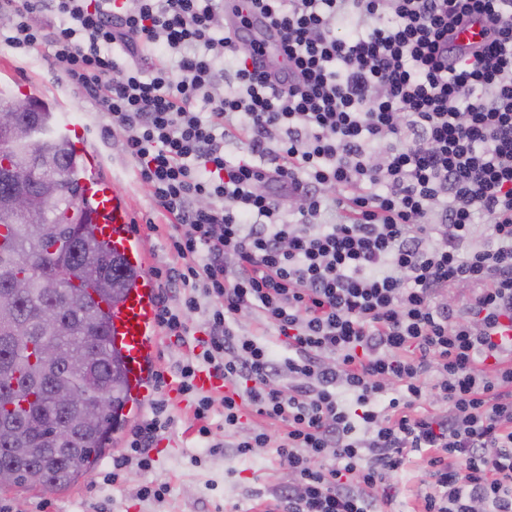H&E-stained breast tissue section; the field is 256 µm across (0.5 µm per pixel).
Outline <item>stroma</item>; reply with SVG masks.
Segmentation results:
<instances>
[{
  "label": "stroma",
  "instance_id": "1",
  "mask_svg": "<svg viewBox=\"0 0 512 512\" xmlns=\"http://www.w3.org/2000/svg\"><path fill=\"white\" fill-rule=\"evenodd\" d=\"M0 85L14 92L22 87L34 90L56 116L74 115L82 120L102 156L103 174L114 179L127 198L149 259L161 256L164 238L147 225L148 218L155 215L151 201L145 188L136 183L132 162L121 144L102 134L98 109L62 82L58 70L41 52L24 56L0 51ZM166 399L173 423L153 449L156 462L152 472L131 468L122 482L105 480L112 458L123 452L126 438L141 417L132 410L113 434L103 464L52 495L38 489L0 486V504L8 505L10 512H251L270 486L286 482L273 449L260 448L247 457L209 452L195 435L194 398L170 391ZM147 479L168 483L170 493L164 502L138 500L136 492Z\"/></svg>",
  "mask_w": 512,
  "mask_h": 512
}]
</instances>
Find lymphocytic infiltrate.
Segmentation results:
<instances>
[{
  "label": "lymphocytic infiltrate",
  "mask_w": 512,
  "mask_h": 512,
  "mask_svg": "<svg viewBox=\"0 0 512 512\" xmlns=\"http://www.w3.org/2000/svg\"><path fill=\"white\" fill-rule=\"evenodd\" d=\"M247 9L278 31L279 68L224 0H0V48L48 49L184 226L149 269L183 291L157 325L179 339L204 312L178 390L199 437L218 409L235 455L274 449L291 480L269 512H392L418 459L417 512H512V0ZM476 21L481 42L455 44ZM240 135L246 159L224 149ZM245 311L288 358L238 331ZM203 367L222 393L199 390ZM249 414L279 435L241 431ZM171 422L156 395L107 482L150 471Z\"/></svg>",
  "instance_id": "lymphocytic-infiltrate-1"
}]
</instances>
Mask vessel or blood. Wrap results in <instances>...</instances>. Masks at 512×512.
Returning <instances> with one entry per match:
<instances>
[{"label":"vessel or blood","mask_w":512,"mask_h":512,"mask_svg":"<svg viewBox=\"0 0 512 512\" xmlns=\"http://www.w3.org/2000/svg\"><path fill=\"white\" fill-rule=\"evenodd\" d=\"M252 25L258 32L265 56L276 54L280 36L260 15H253ZM65 136L75 138L77 154L83 155L89 173L82 179V195L87 202L89 220L97 226L98 241L112 251L122 254L129 265L141 268L136 285L130 288L118 304L103 303L111 314L110 345L122 357L126 369L132 404L149 403L156 395L151 366L158 344L156 332L157 283L147 272L146 257L140 236L133 226L131 210L115 181L96 176L100 164L97 151L90 145L86 128L78 122L63 125Z\"/></svg>","instance_id":"b4317fda"}]
</instances>
